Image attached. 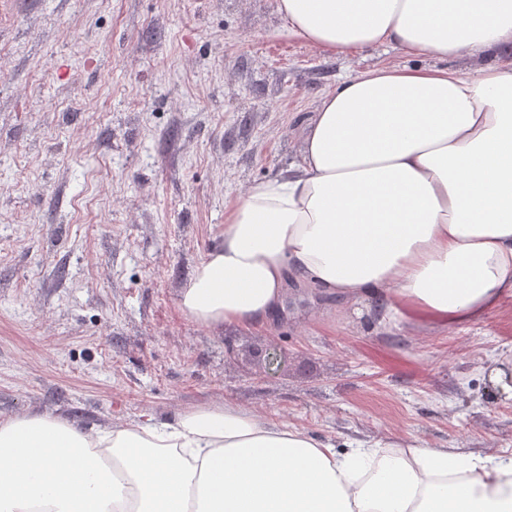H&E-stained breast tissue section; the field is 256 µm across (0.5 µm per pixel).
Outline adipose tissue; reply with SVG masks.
Returning a JSON list of instances; mask_svg holds the SVG:
<instances>
[{
    "instance_id": "obj_1",
    "label": "adipose tissue",
    "mask_w": 512,
    "mask_h": 512,
    "mask_svg": "<svg viewBox=\"0 0 512 512\" xmlns=\"http://www.w3.org/2000/svg\"><path fill=\"white\" fill-rule=\"evenodd\" d=\"M327 55L512 53V0H278ZM379 326L448 330L512 298V61L381 67L328 93L288 175L252 187L178 305L271 324L289 280ZM0 512H512V454L410 441L333 447L232 405L171 423L0 420Z\"/></svg>"
}]
</instances>
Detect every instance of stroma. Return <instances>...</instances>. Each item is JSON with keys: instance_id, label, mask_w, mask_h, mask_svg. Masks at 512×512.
I'll list each match as a JSON object with an SVG mask.
<instances>
[{"instance_id": "obj_1", "label": "stroma", "mask_w": 512, "mask_h": 512, "mask_svg": "<svg viewBox=\"0 0 512 512\" xmlns=\"http://www.w3.org/2000/svg\"><path fill=\"white\" fill-rule=\"evenodd\" d=\"M438 59L322 54L277 0H0V419L170 422L231 404L341 448L512 452V299L448 331L376 327L288 284L273 326L210 330L179 290L241 193L295 167L343 81ZM284 350L275 373L252 349Z\"/></svg>"}]
</instances>
